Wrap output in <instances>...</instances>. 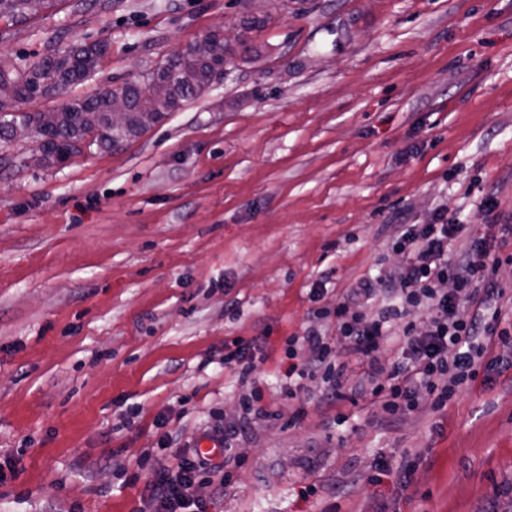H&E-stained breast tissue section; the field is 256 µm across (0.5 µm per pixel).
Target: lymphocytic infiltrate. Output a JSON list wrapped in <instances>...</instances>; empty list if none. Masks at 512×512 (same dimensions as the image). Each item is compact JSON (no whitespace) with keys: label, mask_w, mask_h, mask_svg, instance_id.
Instances as JSON below:
<instances>
[{"label":"lymphocytic infiltrate","mask_w":512,"mask_h":512,"mask_svg":"<svg viewBox=\"0 0 512 512\" xmlns=\"http://www.w3.org/2000/svg\"><path fill=\"white\" fill-rule=\"evenodd\" d=\"M456 231V225L444 223L399 225L393 246L405 253L406 261L394 270L393 286L381 308L374 314L367 311L374 290L369 281H360L334 311L342 349L314 330L289 338V345H306L314 354L307 366L289 365V375H322L330 385L331 403L337 404L346 359L356 357L368 365L372 395L393 416L418 410L423 392L433 408H444L476 380L479 369L502 363L501 348L512 349V317L503 313L504 291L492 280L499 259L479 238L450 254ZM448 280L456 285L450 294L440 289ZM420 308L430 313L423 326L413 317ZM394 341L400 344V360L383 362V352ZM236 434V427H225L215 449L181 457L173 468L159 460L150 462V512H206L198 475L223 473L232 460Z\"/></svg>","instance_id":"f902f5d3"}]
</instances>
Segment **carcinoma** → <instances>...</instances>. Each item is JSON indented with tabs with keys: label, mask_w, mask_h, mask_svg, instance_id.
Returning <instances> with one entry per match:
<instances>
[{
	"label": "carcinoma",
	"mask_w": 512,
	"mask_h": 512,
	"mask_svg": "<svg viewBox=\"0 0 512 512\" xmlns=\"http://www.w3.org/2000/svg\"><path fill=\"white\" fill-rule=\"evenodd\" d=\"M25 20L31 15L29 0H0V16ZM102 53L98 44L74 46L58 51L23 66L0 64V82L15 85L12 100H0V142L14 127L28 125L33 112L9 109L10 102H26L36 97L56 93L92 76ZM166 69L173 71L170 78L151 76L139 87H126L122 92L132 98L130 123L122 129H110L99 144L112 145L135 137L159 121L166 112L188 101L210 84V64L186 50L164 61ZM107 101L101 93L92 98L74 99L54 110L52 140L43 159L61 163L81 152L80 143L94 129L107 127Z\"/></svg>",
	"instance_id": "1"
}]
</instances>
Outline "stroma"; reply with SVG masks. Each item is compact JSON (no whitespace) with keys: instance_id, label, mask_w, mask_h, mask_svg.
Masks as SVG:
<instances>
[{"instance_id":"35a3bbf8","label":"stroma","mask_w":512,"mask_h":512,"mask_svg":"<svg viewBox=\"0 0 512 512\" xmlns=\"http://www.w3.org/2000/svg\"><path fill=\"white\" fill-rule=\"evenodd\" d=\"M221 26L224 79L140 135L63 163L0 145V512H146L145 453L175 465L224 425L241 464L201 475L208 512H512V368L391 423L353 358L338 426L286 356L308 328L340 345L359 280L378 308L398 225H458L456 252L512 224V0H56L1 17L0 56L108 41L19 106L45 112ZM484 239L512 296V243ZM236 341L266 356L248 386ZM253 388L276 418L241 422Z\"/></svg>"}]
</instances>
